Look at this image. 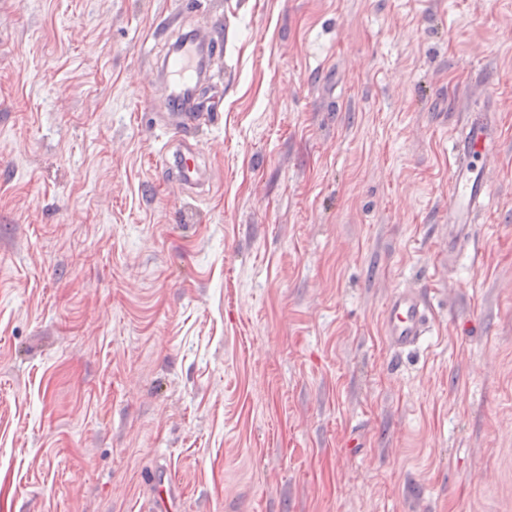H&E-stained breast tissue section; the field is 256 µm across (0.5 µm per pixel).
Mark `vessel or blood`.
<instances>
[{
	"label": "vessel or blood",
	"instance_id": "obj_1",
	"mask_svg": "<svg viewBox=\"0 0 512 512\" xmlns=\"http://www.w3.org/2000/svg\"><path fill=\"white\" fill-rule=\"evenodd\" d=\"M219 27L208 22L204 32L182 35L168 53L157 60L159 75L152 102L176 119L174 136L186 138L202 124H214L222 110L220 103H195L199 68H212L218 57ZM448 166V223L450 247L461 248L471 241V225L477 213L484 211L490 197L489 170L501 155V115L497 112L467 122L462 134L452 135ZM169 182L188 189L201 186L194 159L181 152L164 159ZM430 309L426 291L404 288L388 300L382 314L383 334L394 348L405 351L415 347L429 327ZM156 502L162 512H174L179 491L169 481L166 469L153 474Z\"/></svg>",
	"mask_w": 512,
	"mask_h": 512
}]
</instances>
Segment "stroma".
<instances>
[{"label": "stroma", "instance_id": "1", "mask_svg": "<svg viewBox=\"0 0 512 512\" xmlns=\"http://www.w3.org/2000/svg\"><path fill=\"white\" fill-rule=\"evenodd\" d=\"M178 10L228 36L197 192L142 99ZM485 72L502 154L452 252ZM161 467L180 512H512V0H0V512H148ZM162 163L167 170V180L181 190L196 188L204 184L198 173L194 159L181 152H174L171 158L165 157ZM430 309L427 291L403 288L388 300L382 314L383 334L394 348L405 351L415 347L429 327Z\"/></svg>", "mask_w": 512, "mask_h": 512}]
</instances>
